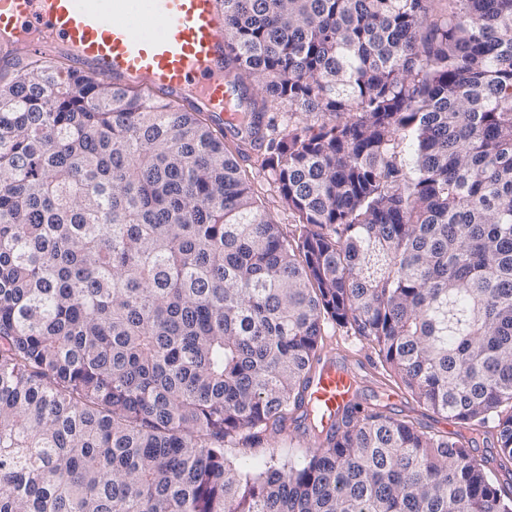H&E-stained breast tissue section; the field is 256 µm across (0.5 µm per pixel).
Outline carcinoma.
<instances>
[{
	"label": "carcinoma",
	"mask_w": 512,
	"mask_h": 512,
	"mask_svg": "<svg viewBox=\"0 0 512 512\" xmlns=\"http://www.w3.org/2000/svg\"><path fill=\"white\" fill-rule=\"evenodd\" d=\"M224 23L291 237L212 116L0 68V512H512L463 436L306 404L339 327L512 465V0H224ZM295 411L300 462L226 459Z\"/></svg>",
	"instance_id": "1"
}]
</instances>
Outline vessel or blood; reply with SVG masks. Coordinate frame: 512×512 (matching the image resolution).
I'll use <instances>...</instances> for the list:
<instances>
[{
  "instance_id": "obj_1",
  "label": "vessel or blood",
  "mask_w": 512,
  "mask_h": 512,
  "mask_svg": "<svg viewBox=\"0 0 512 512\" xmlns=\"http://www.w3.org/2000/svg\"><path fill=\"white\" fill-rule=\"evenodd\" d=\"M42 33L41 54L74 71L186 101L227 120L240 90L224 66L223 0H0V63L20 58V40ZM356 376L327 359L309 387L330 424L353 400Z\"/></svg>"
}]
</instances>
